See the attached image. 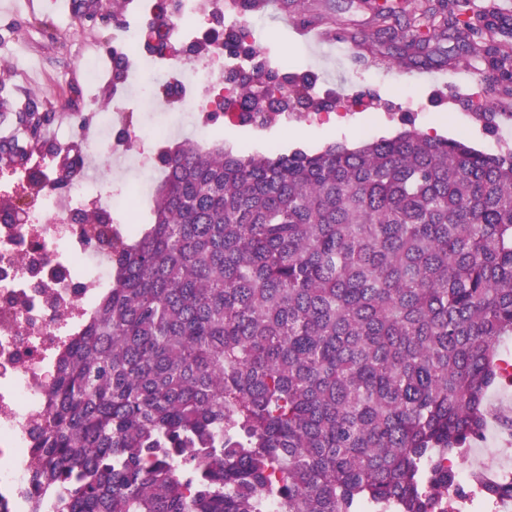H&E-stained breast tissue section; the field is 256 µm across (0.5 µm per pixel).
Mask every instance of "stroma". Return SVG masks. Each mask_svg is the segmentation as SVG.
<instances>
[{
	"label": "stroma",
	"mask_w": 512,
	"mask_h": 512,
	"mask_svg": "<svg viewBox=\"0 0 512 512\" xmlns=\"http://www.w3.org/2000/svg\"><path fill=\"white\" fill-rule=\"evenodd\" d=\"M52 16L57 37L30 26L32 14ZM259 38L270 58L282 60L283 71L307 70L317 78L320 93L344 98L347 119L328 124L292 123L288 130L273 127L258 133L212 119L210 112L187 113L173 138L195 137L198 130L222 132L224 145L235 152L259 153L264 143L277 151L322 150L331 143L355 147L379 137H392L407 129H417L447 138L461 137L472 147L489 152L501 140L504 125H488L471 104L455 102L453 85L458 84L462 67L441 57L426 69L429 80L407 79L406 67L396 65L386 47L352 42L348 54L329 52L327 46H311L296 40L280 16H260ZM109 29L91 28L79 17L61 11L58 0H41L36 12L0 8V78L14 96L35 94L57 102L70 97L73 86L95 93L87 83L83 64L102 57ZM487 418L482 439L469 448L466 467L483 473L489 457L512 461V445L504 439L506 424L512 423V385L499 383L486 396Z\"/></svg>",
	"instance_id": "35a3bbf8"
}]
</instances>
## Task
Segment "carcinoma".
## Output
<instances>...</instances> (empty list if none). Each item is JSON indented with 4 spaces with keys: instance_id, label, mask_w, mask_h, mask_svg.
<instances>
[{
    "instance_id": "cac0c4a2",
    "label": "carcinoma",
    "mask_w": 512,
    "mask_h": 512,
    "mask_svg": "<svg viewBox=\"0 0 512 512\" xmlns=\"http://www.w3.org/2000/svg\"><path fill=\"white\" fill-rule=\"evenodd\" d=\"M300 26L336 18L289 0ZM270 0H233L241 14ZM350 37L425 63L452 41L512 91V22L493 0L380 5ZM237 84L241 110L332 112L308 74ZM76 100L0 113V167L47 145ZM137 235L57 354L29 512H432L448 457L483 436L495 349L512 336V152L417 129L316 153L183 140Z\"/></svg>"
}]
</instances>
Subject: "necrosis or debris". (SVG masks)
I'll list each match as a JSON object with an SVG mask.
<instances>
[{"label":"necrosis or debris","instance_id":"necrosis-or-debris-1","mask_svg":"<svg viewBox=\"0 0 512 512\" xmlns=\"http://www.w3.org/2000/svg\"><path fill=\"white\" fill-rule=\"evenodd\" d=\"M143 5L150 14L166 7L165 38L181 46V53H141V22L126 17L112 33V46L130 61L129 79L139 86L136 97L113 98L110 112L100 116L96 138L69 124L54 131L57 142H81L117 165L138 151L142 130L133 122L135 113L200 109L220 102L225 121L240 123L238 99L223 97L222 91L226 77L243 67V54L216 43L223 61L217 69L187 51L204 35L197 17L204 11L223 13L224 0H143ZM189 69L194 72L190 78L185 75ZM116 124L126 129V137L111 138ZM58 168L54 156L45 154L16 173L24 183L34 175L45 182L37 199L38 221L0 219V503H7L8 512H28V473L35 464L32 433L46 416L48 371L88 313L91 289L106 288L112 274L106 251L90 241L85 225L72 221L80 210H111V195L104 193L96 173L87 171L58 190Z\"/></svg>","mask_w":512,"mask_h":512}]
</instances>
